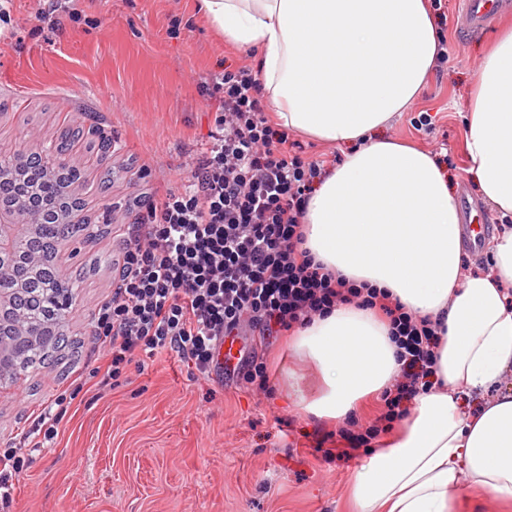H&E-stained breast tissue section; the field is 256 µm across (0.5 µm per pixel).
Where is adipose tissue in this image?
I'll return each instance as SVG.
<instances>
[{
    "label": "adipose tissue",
    "mask_w": 512,
    "mask_h": 512,
    "mask_svg": "<svg viewBox=\"0 0 512 512\" xmlns=\"http://www.w3.org/2000/svg\"><path fill=\"white\" fill-rule=\"evenodd\" d=\"M226 41L255 50L264 95L288 130L347 146L311 194L306 246L336 274L386 289L439 319L433 386L393 437L361 460L354 512H459L463 488L512 503V232L489 271L464 270L452 176L431 154L383 137L421 94L442 36L425 0H199ZM481 201L512 216V30L483 54L462 105ZM315 381L290 372L294 403L338 423L399 371L387 322L341 305L289 337ZM480 395L478 410L466 398Z\"/></svg>",
    "instance_id": "obj_1"
}]
</instances>
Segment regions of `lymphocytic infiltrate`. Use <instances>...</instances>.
Returning a JSON list of instances; mask_svg holds the SVG:
<instances>
[{"label": "lymphocytic infiltrate", "mask_w": 512, "mask_h": 512, "mask_svg": "<svg viewBox=\"0 0 512 512\" xmlns=\"http://www.w3.org/2000/svg\"><path fill=\"white\" fill-rule=\"evenodd\" d=\"M200 89L217 103L209 143L188 185L134 205L112 296L94 324L93 342L106 360L100 384L118 380L140 353L174 354L207 376L223 337L251 336L259 347L242 377L264 391L269 374L259 349L269 337L353 303L388 320L400 362L379 418L365 428L351 419L338 430L359 448L400 419L427 386L441 325L408 313L385 290L336 278L304 248L307 200L326 169L272 119L252 68L225 67ZM44 418L43 434L25 433L15 446L0 448V512L11 507L28 456L58 434L52 413Z\"/></svg>", "instance_id": "lymphocytic-infiltrate-1"}]
</instances>
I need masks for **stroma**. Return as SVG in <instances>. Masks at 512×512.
I'll return each instance as SVG.
<instances>
[{
    "label": "stroma",
    "mask_w": 512,
    "mask_h": 512,
    "mask_svg": "<svg viewBox=\"0 0 512 512\" xmlns=\"http://www.w3.org/2000/svg\"><path fill=\"white\" fill-rule=\"evenodd\" d=\"M443 3L448 59L386 134L433 154L474 196L459 110L498 30L465 33L458 0ZM12 4L0 36V148L38 152L76 124L118 145L106 158L85 137L68 149L84 174L76 194L92 232L67 241L61 265L64 275L85 276L69 319L78 355L70 369L42 368L0 392V448L58 395L77 396L59 411L51 447L21 475L14 512H347L361 454L325 458L324 429L286 400V373L299 364L280 340L265 356L267 393L202 377L165 352L132 363L105 390L93 375L91 322L112 294L134 198L187 182L217 107L202 81L256 58L216 34L196 0H79L80 20L60 15L54 31L39 21L36 0ZM423 112L434 117L433 133L413 127ZM94 255L100 265L84 273Z\"/></svg>",
    "instance_id": "1"
}]
</instances>
